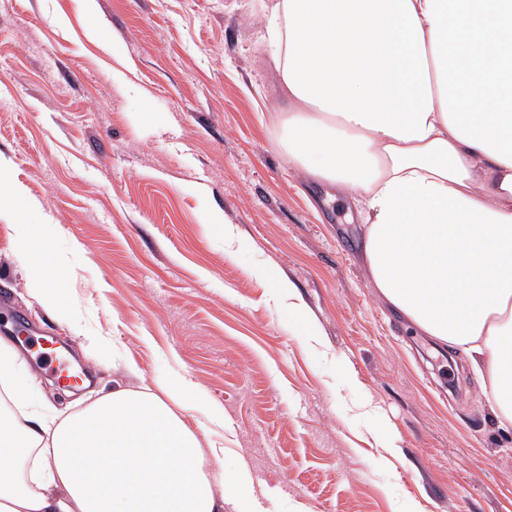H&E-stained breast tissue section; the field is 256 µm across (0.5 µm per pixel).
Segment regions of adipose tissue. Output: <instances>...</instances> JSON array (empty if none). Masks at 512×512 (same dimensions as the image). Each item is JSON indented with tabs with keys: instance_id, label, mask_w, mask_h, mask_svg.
Wrapping results in <instances>:
<instances>
[{
	"instance_id": "1",
	"label": "adipose tissue",
	"mask_w": 512,
	"mask_h": 512,
	"mask_svg": "<svg viewBox=\"0 0 512 512\" xmlns=\"http://www.w3.org/2000/svg\"><path fill=\"white\" fill-rule=\"evenodd\" d=\"M290 165L353 200L370 280L400 317L473 367L512 422V0H276L266 16ZM0 343V512H224L247 493L192 423L189 393L117 387L78 412L30 409Z\"/></svg>"
}]
</instances>
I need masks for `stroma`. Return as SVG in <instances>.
<instances>
[{
	"instance_id": "obj_1",
	"label": "stroma",
	"mask_w": 512,
	"mask_h": 512,
	"mask_svg": "<svg viewBox=\"0 0 512 512\" xmlns=\"http://www.w3.org/2000/svg\"><path fill=\"white\" fill-rule=\"evenodd\" d=\"M274 2L96 0L90 15L83 0H0V163L26 191L0 203V340L22 324L86 367L71 397L26 360L47 410L187 372L224 411L200 427L225 472L253 485L227 512H512V430L487 377L383 302L354 205L276 143ZM29 230L72 270L50 282L60 302L123 360L31 295Z\"/></svg>"
}]
</instances>
